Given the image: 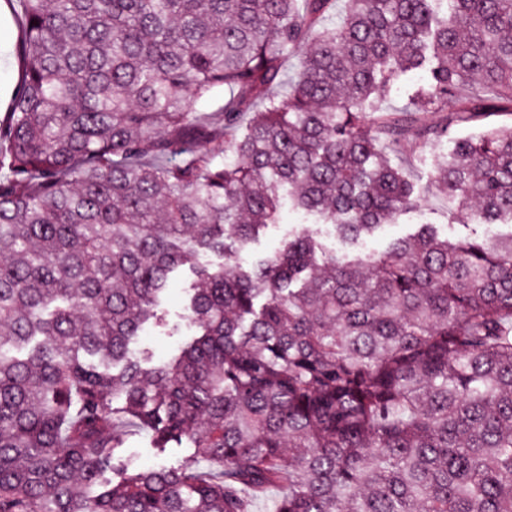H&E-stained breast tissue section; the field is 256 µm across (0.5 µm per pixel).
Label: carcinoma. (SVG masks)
Segmentation results:
<instances>
[{
    "label": "carcinoma",
    "instance_id": "carcinoma-1",
    "mask_svg": "<svg viewBox=\"0 0 512 512\" xmlns=\"http://www.w3.org/2000/svg\"><path fill=\"white\" fill-rule=\"evenodd\" d=\"M344 2L4 0L0 512H512V231L355 249L414 206L392 155L512 105V0ZM435 179L512 223V123ZM286 202L321 224L244 263ZM186 264L196 334L155 363ZM133 430L195 455L131 469ZM17 41V29L11 16L1 8L0 14V43L7 48L8 60L0 67V85L8 88V93L0 96V112H5L4 104L9 99L11 92L19 77V63L15 54ZM424 85L425 78L422 73L399 74L374 100L379 102L382 108L400 111L409 104L411 96Z\"/></svg>",
    "mask_w": 512,
    "mask_h": 512
}]
</instances>
